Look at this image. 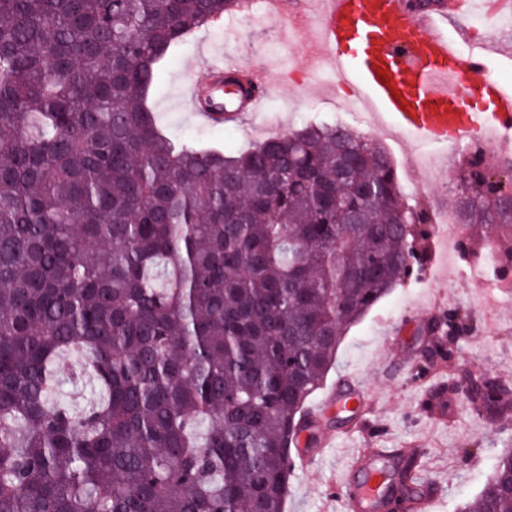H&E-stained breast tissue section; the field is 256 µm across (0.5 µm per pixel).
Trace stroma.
Instances as JSON below:
<instances>
[{"instance_id": "obj_1", "label": "stroma", "mask_w": 512, "mask_h": 512, "mask_svg": "<svg viewBox=\"0 0 512 512\" xmlns=\"http://www.w3.org/2000/svg\"><path fill=\"white\" fill-rule=\"evenodd\" d=\"M278 23L241 27L239 18L191 35L164 68L150 98L159 127L188 143L219 146L232 153L307 124L342 125L377 140L390 153L399 180L413 178L405 200L426 209L431 219L450 213L448 188L459 170V154L443 143L412 135L394 140L387 117L351 101V88L332 75L311 78L314 55L304 45L289 51L277 38ZM442 30L464 55L480 52L485 74L512 92V11L492 16L482 7L451 13ZM235 62L264 74L267 110L242 122L213 126L199 119L183 95L185 83L203 75L207 61ZM419 248V267L344 336L325 385L343 374L360 378L371 406L355 418L327 417L336 435L324 461L292 473L285 512H341L336 471L352 449L424 448L429 477L440 487L433 512H456L490 478L498 456L512 447V417L495 423L475 419L462 392L468 371L479 370L512 385V276L483 277L474 287L469 258L457 242L430 229ZM456 312L470 316L472 328L452 344L432 348L422 330ZM448 392L446 417L431 405L436 388Z\"/></svg>"}]
</instances>
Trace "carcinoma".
I'll use <instances>...</instances> for the list:
<instances>
[{"instance_id": "obj_1", "label": "carcinoma", "mask_w": 512, "mask_h": 512, "mask_svg": "<svg viewBox=\"0 0 512 512\" xmlns=\"http://www.w3.org/2000/svg\"><path fill=\"white\" fill-rule=\"evenodd\" d=\"M236 0H0V512H284L298 418L429 223L379 142L306 125L228 156L148 105ZM450 198L512 273L478 149ZM85 362L70 367L63 355ZM89 377L80 410L51 397ZM474 415H512L489 381ZM512 448L459 512H512Z\"/></svg>"}]
</instances>
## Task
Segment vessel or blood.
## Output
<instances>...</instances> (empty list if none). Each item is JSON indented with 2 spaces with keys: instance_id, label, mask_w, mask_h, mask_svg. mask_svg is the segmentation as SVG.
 <instances>
[{
  "instance_id": "vessel-or-blood-1",
  "label": "vessel or blood",
  "mask_w": 512,
  "mask_h": 512,
  "mask_svg": "<svg viewBox=\"0 0 512 512\" xmlns=\"http://www.w3.org/2000/svg\"><path fill=\"white\" fill-rule=\"evenodd\" d=\"M317 17V58L342 80H354L360 100L371 111L387 116L399 131L423 142L458 143L477 132L512 128V93L497 82L478 79L479 54L459 53L440 31V19L417 14L408 0H320ZM243 12L262 7L265 17L287 22L294 0H240ZM385 78H378V71ZM234 64L209 62L202 79L189 83L186 100L203 119H220L265 109L266 81L253 73L252 91H239ZM366 392L343 378L316 406L306 411L305 437L289 458L290 468L318 461L326 438L320 424L328 411L352 415L366 407ZM382 449L360 451L344 466L339 483L345 512H390L402 499L406 512H431L434 483L419 480L401 491L388 477Z\"/></svg>"
}]
</instances>
